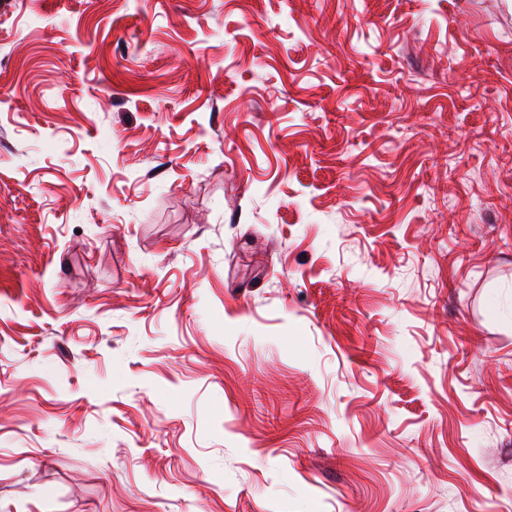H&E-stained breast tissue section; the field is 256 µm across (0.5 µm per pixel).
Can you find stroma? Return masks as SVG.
Returning a JSON list of instances; mask_svg holds the SVG:
<instances>
[{
  "label": "stroma",
  "instance_id": "35a3bbf8",
  "mask_svg": "<svg viewBox=\"0 0 512 512\" xmlns=\"http://www.w3.org/2000/svg\"><path fill=\"white\" fill-rule=\"evenodd\" d=\"M0 512H512V0H0Z\"/></svg>",
  "mask_w": 512,
  "mask_h": 512
}]
</instances>
